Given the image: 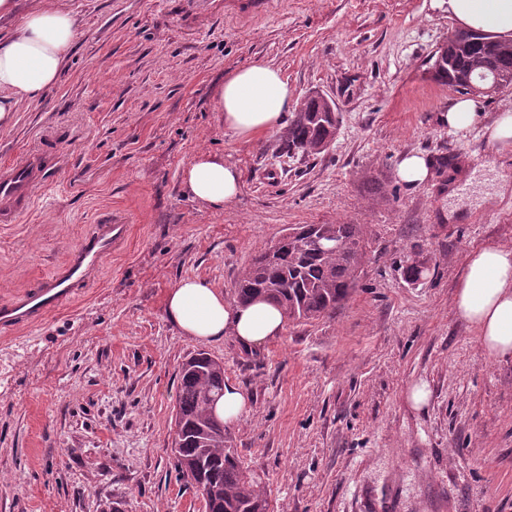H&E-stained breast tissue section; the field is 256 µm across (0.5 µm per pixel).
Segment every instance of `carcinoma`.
<instances>
[{
    "instance_id": "cac0c4a2",
    "label": "carcinoma",
    "mask_w": 512,
    "mask_h": 512,
    "mask_svg": "<svg viewBox=\"0 0 512 512\" xmlns=\"http://www.w3.org/2000/svg\"><path fill=\"white\" fill-rule=\"evenodd\" d=\"M499 76L496 90L512 86V52L503 43L471 31L434 54L428 73L460 94L471 93L463 76L481 80V67ZM339 114L305 98L279 136V154L317 155L335 138ZM277 261L267 251L256 254L236 284V298L245 303L265 298L276 303L290 321L330 316L358 285L365 257L362 224H298L287 228ZM317 237L326 248L316 254L304 249V240ZM224 392V365L200 352L183 364L175 416L177 467L182 477L202 486L210 512H267V499L257 489L253 474L227 448L224 428L212 420L211 400Z\"/></svg>"
}]
</instances>
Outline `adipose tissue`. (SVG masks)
I'll list each match as a JSON object with an SVG mask.
<instances>
[{"instance_id": "obj_1", "label": "adipose tissue", "mask_w": 512, "mask_h": 512, "mask_svg": "<svg viewBox=\"0 0 512 512\" xmlns=\"http://www.w3.org/2000/svg\"><path fill=\"white\" fill-rule=\"evenodd\" d=\"M444 2L462 28L512 42V0ZM77 36L78 21L71 12L41 8L0 38V121L19 103L41 100L56 86ZM293 104L280 71L261 61L228 77L218 101L225 127L247 139L280 127ZM182 182L189 195L214 209L231 203L241 189L238 170L208 153L191 160ZM455 308L491 358L512 360V246L492 242L470 254L457 283ZM165 312L181 335L206 342L230 336L249 351L282 336L286 321L269 301L232 304L198 278L183 279L168 292Z\"/></svg>"}]
</instances>
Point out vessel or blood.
Listing matches in <instances>:
<instances>
[{
	"mask_svg": "<svg viewBox=\"0 0 512 512\" xmlns=\"http://www.w3.org/2000/svg\"><path fill=\"white\" fill-rule=\"evenodd\" d=\"M48 168L45 157L32 153L0 169V224L18 223L29 211ZM131 230L113 214L92 224L50 275L0 302V331L34 327L79 298L98 280L105 261L125 247Z\"/></svg>",
	"mask_w": 512,
	"mask_h": 512,
	"instance_id": "vessel-or-blood-1",
	"label": "vessel or blood"
}]
</instances>
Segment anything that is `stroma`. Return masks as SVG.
<instances>
[{
  "label": "stroma",
  "instance_id": "1",
  "mask_svg": "<svg viewBox=\"0 0 512 512\" xmlns=\"http://www.w3.org/2000/svg\"><path fill=\"white\" fill-rule=\"evenodd\" d=\"M76 16L59 82L0 128V166L42 151L49 182L0 224V299L49 274L107 211L133 224L101 284L45 323L0 336V512H205L172 454L179 370L198 352L251 397L225 430L269 512H512V361L455 311L467 257L512 246V149L438 121L458 94L429 60L456 23L441 0H16ZM255 61L340 115L326 152L288 158L277 131L225 129L218 94ZM203 152L241 177L211 209L182 171ZM448 155L411 186L409 154ZM291 224H360L366 258L335 314L290 322L249 354L182 336L165 297L196 277L235 301L252 257ZM427 271L408 282L406 256ZM426 383L416 409L409 388Z\"/></svg>",
  "mask_w": 512,
  "mask_h": 512
}]
</instances>
